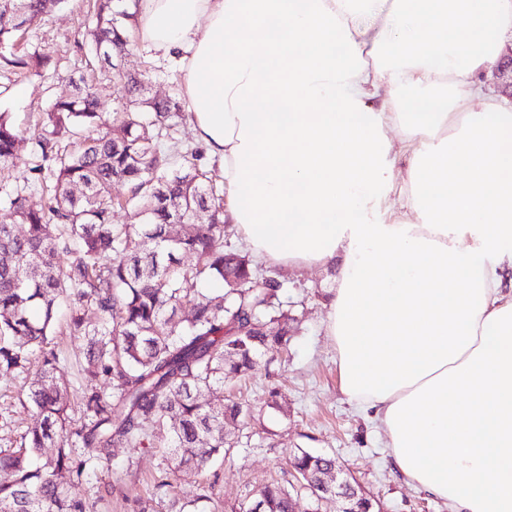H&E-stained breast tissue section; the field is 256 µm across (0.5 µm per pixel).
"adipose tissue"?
<instances>
[{
    "instance_id": "ef3b65f1",
    "label": "adipose tissue",
    "mask_w": 512,
    "mask_h": 512,
    "mask_svg": "<svg viewBox=\"0 0 512 512\" xmlns=\"http://www.w3.org/2000/svg\"><path fill=\"white\" fill-rule=\"evenodd\" d=\"M225 223L337 271L341 392L448 512H512V0H140Z\"/></svg>"
}]
</instances>
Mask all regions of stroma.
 <instances>
[{
	"mask_svg": "<svg viewBox=\"0 0 512 512\" xmlns=\"http://www.w3.org/2000/svg\"><path fill=\"white\" fill-rule=\"evenodd\" d=\"M87 0H68L36 20L24 40L58 62L55 74H21L0 68V112L8 113L24 136L36 134L56 95L66 92L70 77L83 74L85 55L77 41L85 31ZM131 72H147L150 95L183 98L179 59L164 56L140 40H132L121 59ZM265 276L283 284L288 304V347L264 350L250 374L224 381L225 398L249 410L245 423L228 436L223 461L197 473L185 470L162 495L158 512H179L199 503L202 512H238L267 481L288 486L294 478L286 457L297 449L321 453L359 484L377 512H448L442 501L408 483L388 454L386 436L340 390L336 347L326 330L328 304L336 270L293 269L262 265ZM52 345L62 362L56 372L78 401L86 381L83 339L69 335L57 320ZM24 375L0 376V448L18 440L34 420ZM165 466L162 449L123 448L112 451L107 468L89 472L75 486L89 512H132L136 498L149 497ZM209 498L197 502L201 486Z\"/></svg>",
	"mask_w": 512,
	"mask_h": 512,
	"instance_id": "obj_1",
	"label": "stroma"
}]
</instances>
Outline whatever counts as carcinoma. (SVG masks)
Wrapping results in <instances>:
<instances>
[{
	"label": "carcinoma",
	"instance_id": "obj_1",
	"mask_svg": "<svg viewBox=\"0 0 512 512\" xmlns=\"http://www.w3.org/2000/svg\"><path fill=\"white\" fill-rule=\"evenodd\" d=\"M65 0H0V67L19 72L57 70L47 53L18 47L22 31ZM122 0H88L89 24L80 49H88L125 92V105L99 111L101 88L81 78L48 109V121L30 138L41 163L23 186L4 188L14 218L0 222V374L29 380L37 418L15 448H0V512H87L70 488L92 467L105 466L111 449L165 448L167 469L155 484L171 486L184 467L206 469L224 454L229 429L247 416L243 406L216 407L224 379L247 374L259 351L288 344V311L281 284L260 273L246 254L224 250V191L216 176L161 148L180 101L146 94L144 73L120 68L136 13ZM24 142L0 113V171ZM126 187L112 194V185ZM50 195L46 207L29 204V191ZM133 223H112V211ZM181 230L172 235L169 227ZM195 264L181 265L180 255ZM71 259L62 261L59 255ZM220 282L224 292L198 287ZM66 326L86 340L81 373L83 421L70 430L71 403L49 348L57 309ZM188 317L170 326L179 310ZM84 453L76 456L72 440ZM45 448L54 454L37 464ZM327 458L304 450L287 464L316 476ZM318 483L290 491L271 482L239 512H293L304 494L319 512Z\"/></svg>",
	"mask_w": 512,
	"mask_h": 512
}]
</instances>
